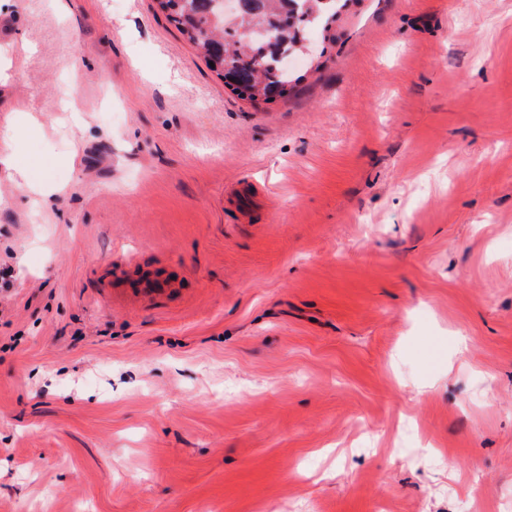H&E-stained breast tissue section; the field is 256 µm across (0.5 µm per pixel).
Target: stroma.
<instances>
[{
    "label": "stroma",
    "mask_w": 512,
    "mask_h": 512,
    "mask_svg": "<svg viewBox=\"0 0 512 512\" xmlns=\"http://www.w3.org/2000/svg\"><path fill=\"white\" fill-rule=\"evenodd\" d=\"M309 39L254 104L154 0H0V512H512V0Z\"/></svg>",
    "instance_id": "obj_1"
}]
</instances>
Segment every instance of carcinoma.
I'll use <instances>...</instances> for the list:
<instances>
[{
  "mask_svg": "<svg viewBox=\"0 0 512 512\" xmlns=\"http://www.w3.org/2000/svg\"><path fill=\"white\" fill-rule=\"evenodd\" d=\"M211 2L155 0L159 12L204 51L219 76L227 69L234 73L236 81L228 87L251 102L288 96L294 85L282 52L305 54L308 29L328 27L346 5V0H292L295 6L283 15V0H251L250 10L226 25L223 12Z\"/></svg>",
  "mask_w": 512,
  "mask_h": 512,
  "instance_id": "1",
  "label": "carcinoma"
}]
</instances>
